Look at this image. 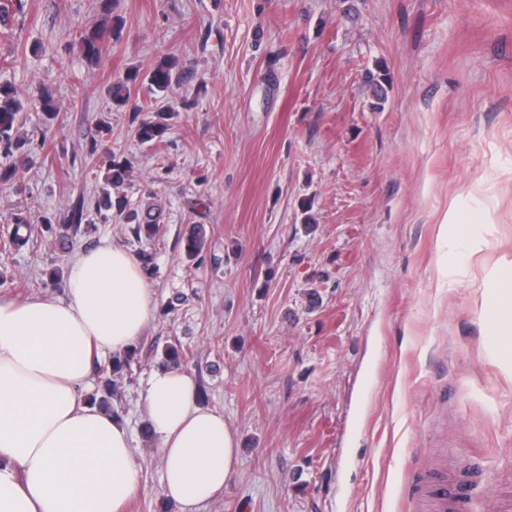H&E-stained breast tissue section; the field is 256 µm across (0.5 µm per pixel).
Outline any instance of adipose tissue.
Segmentation results:
<instances>
[{
  "mask_svg": "<svg viewBox=\"0 0 512 512\" xmlns=\"http://www.w3.org/2000/svg\"><path fill=\"white\" fill-rule=\"evenodd\" d=\"M152 313L140 267L107 241L74 257L62 296L0 293V512H124L143 491L125 423L82 391L96 355L133 347ZM144 395L162 492L200 512L238 472L237 437L183 371H154Z\"/></svg>",
  "mask_w": 512,
  "mask_h": 512,
  "instance_id": "adipose-tissue-1",
  "label": "adipose tissue"
}]
</instances>
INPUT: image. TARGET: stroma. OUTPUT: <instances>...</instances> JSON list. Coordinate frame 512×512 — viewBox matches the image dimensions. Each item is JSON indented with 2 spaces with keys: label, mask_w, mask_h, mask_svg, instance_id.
<instances>
[{
  "label": "stroma",
  "mask_w": 512,
  "mask_h": 512,
  "mask_svg": "<svg viewBox=\"0 0 512 512\" xmlns=\"http://www.w3.org/2000/svg\"><path fill=\"white\" fill-rule=\"evenodd\" d=\"M125 26L89 66L74 39L98 0H11L0 85L48 91V135L0 150V242L17 208L37 231L0 249V292L63 294L79 252L110 240L152 255L154 317L113 400L145 489L126 512H178L161 491L143 391L167 343L192 358L200 402L223 414L241 464L203 512H512V369L490 293L512 259V0H113ZM175 52L181 78L128 105L107 90ZM387 99L373 106L369 74ZM174 111L141 143L134 106ZM132 164L130 207L164 235L96 222L59 250L45 233L76 199L96 214L98 121ZM473 218V250L440 226ZM314 224L304 230L303 217ZM206 229L198 262L181 237Z\"/></svg>",
  "instance_id": "1"
}]
</instances>
